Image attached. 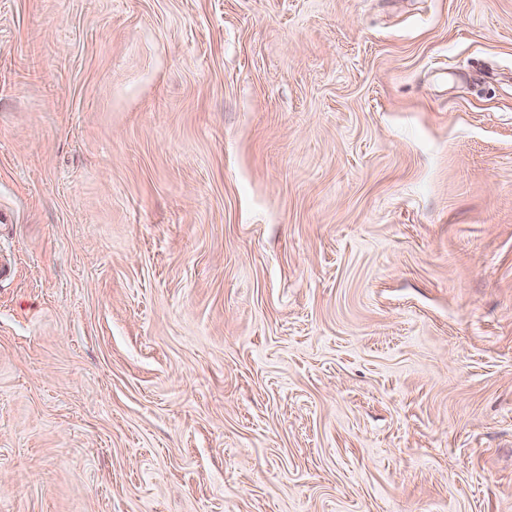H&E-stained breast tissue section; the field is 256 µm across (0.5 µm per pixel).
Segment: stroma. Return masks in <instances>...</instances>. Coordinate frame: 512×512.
<instances>
[{
  "mask_svg": "<svg viewBox=\"0 0 512 512\" xmlns=\"http://www.w3.org/2000/svg\"><path fill=\"white\" fill-rule=\"evenodd\" d=\"M0 512H512V0H0Z\"/></svg>",
  "mask_w": 512,
  "mask_h": 512,
  "instance_id": "35a3bbf8",
  "label": "stroma"
}]
</instances>
